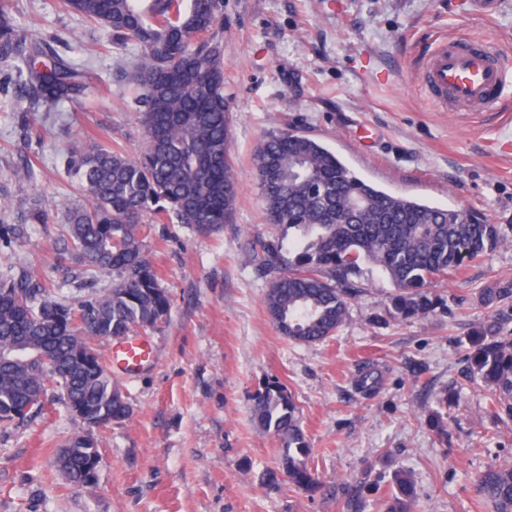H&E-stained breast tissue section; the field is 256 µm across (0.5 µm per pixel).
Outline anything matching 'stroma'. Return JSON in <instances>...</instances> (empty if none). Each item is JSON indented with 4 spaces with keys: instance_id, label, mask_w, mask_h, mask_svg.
<instances>
[{
    "instance_id": "stroma-1",
    "label": "stroma",
    "mask_w": 512,
    "mask_h": 512,
    "mask_svg": "<svg viewBox=\"0 0 512 512\" xmlns=\"http://www.w3.org/2000/svg\"><path fill=\"white\" fill-rule=\"evenodd\" d=\"M15 23L88 67L76 101L31 104L0 73V194L49 211L44 224L0 207V266L22 268L60 295L90 279L66 250L69 210L84 200L68 153L96 138L134 156L143 144L135 86L140 54L69 12L64 0H8ZM490 46L512 67V0L495 16L474 0H224V95L239 182L233 223L204 236L147 215L141 236L167 289V323L143 331L154 360L112 380L129 419L97 434L94 485H74L57 457L81 422L51 390L28 422L0 429V512H382L397 474L410 473L416 512H487L474 480L512 458V422L485 412L486 387L467 381L470 338L486 316L512 334V298L495 308L483 288L512 287V99L497 110L442 108L421 82L444 40ZM306 131L358 176L389 193L497 224L505 242L437 282L426 317L394 320V285L367 264L345 325L321 343L286 339L263 304L251 261L276 236L264 219L252 157L267 133ZM33 176L18 179L20 167ZM379 374L372 394L357 379ZM281 381L300 408L320 488L289 489L278 444L251 397ZM453 389L450 406L439 396ZM442 415L445 432L432 425Z\"/></svg>"
}]
</instances>
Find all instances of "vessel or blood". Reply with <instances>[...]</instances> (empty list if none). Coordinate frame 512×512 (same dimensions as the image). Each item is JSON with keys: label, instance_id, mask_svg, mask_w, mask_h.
I'll list each match as a JSON object with an SVG mask.
<instances>
[{"label": "vessel or blood", "instance_id": "vessel-or-blood-1", "mask_svg": "<svg viewBox=\"0 0 512 512\" xmlns=\"http://www.w3.org/2000/svg\"><path fill=\"white\" fill-rule=\"evenodd\" d=\"M422 82L439 102L456 112L492 108L512 90V70L485 45L443 42L434 47ZM153 360L150 344L138 336L114 344L111 362L123 376H137Z\"/></svg>", "mask_w": 512, "mask_h": 512}]
</instances>
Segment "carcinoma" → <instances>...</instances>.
I'll list each match as a JSON object with an SVG mask.
<instances>
[{
  "mask_svg": "<svg viewBox=\"0 0 512 512\" xmlns=\"http://www.w3.org/2000/svg\"><path fill=\"white\" fill-rule=\"evenodd\" d=\"M70 11L106 29L116 44L140 48L133 80L145 136L130 158L85 142L69 166L88 205L73 210L67 234L88 274L112 286L68 302L25 271L0 269V428L25 420L51 384L67 411L76 407L122 422L131 416L112 375L84 355L101 341L166 322L170 298L144 253L139 224L148 212L211 235L234 221L238 180L228 156L221 26L224 0H65ZM14 65L28 97L73 101L91 73L64 59L43 38L18 27L0 4V64ZM268 223L288 230L254 253L266 278L264 305L279 332L302 343L322 342L345 323L361 265L380 269L395 286L393 318L433 312L429 288L441 277L495 250L497 225L462 209H444L380 190L320 142L296 130L268 133L254 156ZM512 288H485L484 306ZM468 377L491 392L488 412L512 420V337L479 324L468 354ZM259 425L278 442L288 485L312 494L319 483L299 408L286 385L267 382L253 395ZM71 438L68 480L86 485L94 448ZM385 497L384 512H414L405 474ZM477 492L493 512H512V463L488 466Z\"/></svg>",
  "mask_w": 512,
  "mask_h": 512,
  "instance_id": "cac0c4a2",
  "label": "carcinoma"
}]
</instances>
